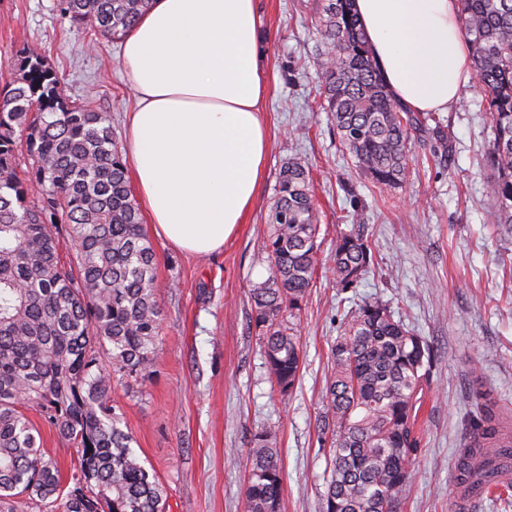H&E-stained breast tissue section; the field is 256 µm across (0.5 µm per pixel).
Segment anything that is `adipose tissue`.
Returning <instances> with one entry per match:
<instances>
[{
    "label": "adipose tissue",
    "instance_id": "ef3b65f1",
    "mask_svg": "<svg viewBox=\"0 0 512 512\" xmlns=\"http://www.w3.org/2000/svg\"><path fill=\"white\" fill-rule=\"evenodd\" d=\"M393 96L446 112L468 79L459 0H355ZM255 0H149L122 37L135 94L126 140L131 179L157 236L221 250L255 200L269 137Z\"/></svg>",
    "mask_w": 512,
    "mask_h": 512
}]
</instances>
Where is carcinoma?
Instances as JSON below:
<instances>
[{"label":"carcinoma","instance_id":"1","mask_svg":"<svg viewBox=\"0 0 512 512\" xmlns=\"http://www.w3.org/2000/svg\"><path fill=\"white\" fill-rule=\"evenodd\" d=\"M355 0H322L315 17L322 107L354 166L380 193L404 182L415 134L448 152L433 114L390 92L359 23ZM147 0H56V11L110 41ZM477 84L487 93L491 219L512 224V0H460ZM18 76L0 90V512H167L162 485L122 429L112 400L118 376L134 381L156 363L162 315L156 253L132 198L112 122L59 91L57 71L37 51L17 56ZM264 248L269 275L250 289L253 321L282 397L298 381L302 355L292 319L318 265L319 213L308 167L279 173ZM70 244L67 257L59 241ZM336 286L355 288L374 267L361 224L339 232L331 254ZM325 391L333 470L322 512H398L411 489L418 449L415 413L429 345L379 297L351 301L333 349ZM465 423L457 487L481 495L512 463V433L476 388ZM35 406L78 448L73 486L41 448L24 409ZM277 433L251 441L245 512L281 508Z\"/></svg>","mask_w":512,"mask_h":512}]
</instances>
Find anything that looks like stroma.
I'll list each match as a JSON object with an SVG mask.
<instances>
[{
	"label": "stroma",
	"instance_id": "stroma-1",
	"mask_svg": "<svg viewBox=\"0 0 512 512\" xmlns=\"http://www.w3.org/2000/svg\"><path fill=\"white\" fill-rule=\"evenodd\" d=\"M256 7L269 83L267 175L220 251L198 256L154 243L160 357L148 377L112 384L132 447L165 487L168 512H243L251 438L276 426L281 512H321L332 476L323 398L344 309L329 257L340 229L361 224L375 268L358 297L382 296L433 350L417 406L412 487L399 512H457L456 464L471 388L490 392L512 420V224L489 219L484 92L468 81L457 106L437 115L447 154L416 136L405 182L379 195L319 105L312 22L320 0H256ZM25 47L56 68L65 98L110 113L117 136H125L134 93L119 41H92L56 15L54 0H0V87L15 76ZM292 159L310 169L321 231L319 266L297 319L302 369L284 400L265 363L250 289L268 275V214L279 170ZM27 415L69 477L75 448L59 440L40 409Z\"/></svg>",
	"mask_w": 512,
	"mask_h": 512
}]
</instances>
